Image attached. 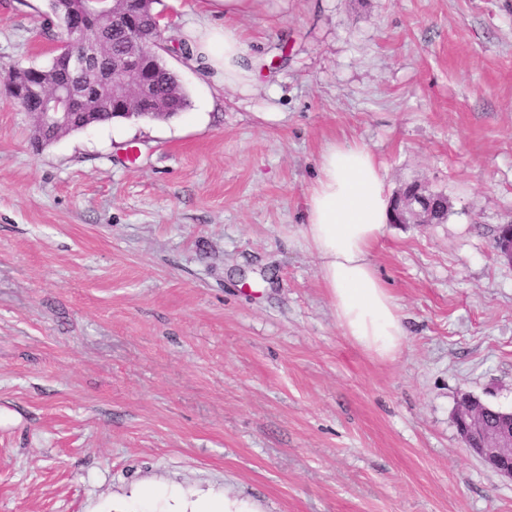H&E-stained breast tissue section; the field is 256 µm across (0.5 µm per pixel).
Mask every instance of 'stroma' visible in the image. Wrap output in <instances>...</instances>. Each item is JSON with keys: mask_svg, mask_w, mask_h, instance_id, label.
Segmentation results:
<instances>
[{"mask_svg": "<svg viewBox=\"0 0 512 512\" xmlns=\"http://www.w3.org/2000/svg\"><path fill=\"white\" fill-rule=\"evenodd\" d=\"M156 0L189 96L169 120L34 147L0 79V512H103L149 482L262 512H512L466 448L463 394L512 409V0H257L225 18L258 73L180 51L216 22ZM47 0H0V66H47ZM331 143L388 194L447 195L372 253L408 335L345 336L302 235Z\"/></svg>", "mask_w": 512, "mask_h": 512, "instance_id": "obj_1", "label": "stroma"}]
</instances>
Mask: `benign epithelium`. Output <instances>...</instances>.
Masks as SVG:
<instances>
[{"label": "benign epithelium", "instance_id": "7a95c632", "mask_svg": "<svg viewBox=\"0 0 512 512\" xmlns=\"http://www.w3.org/2000/svg\"><path fill=\"white\" fill-rule=\"evenodd\" d=\"M114 25L123 30L128 50L112 59L107 84L112 100L125 109L136 106L138 98L148 91L146 60L160 46L161 28L155 26V37L149 42L128 10L115 11L89 7L72 13L66 26V48L58 55L56 67L49 75L51 91L42 96L36 117L37 130L52 135L71 125L73 113L90 99L77 93L67 75L97 66L99 47L96 34L103 27ZM29 69L10 72V83L17 100H22L30 87ZM397 223L427 224L432 216L430 199L412 186H403L396 194ZM495 250L512 265V229L500 234ZM457 429L466 446L498 475L512 480V411L496 410L472 396H465L455 416Z\"/></svg>", "mask_w": 512, "mask_h": 512}]
</instances>
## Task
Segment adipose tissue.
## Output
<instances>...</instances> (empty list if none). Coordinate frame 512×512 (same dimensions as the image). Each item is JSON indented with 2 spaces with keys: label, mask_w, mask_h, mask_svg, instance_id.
I'll return each instance as SVG.
<instances>
[{
  "label": "adipose tissue",
  "mask_w": 512,
  "mask_h": 512,
  "mask_svg": "<svg viewBox=\"0 0 512 512\" xmlns=\"http://www.w3.org/2000/svg\"><path fill=\"white\" fill-rule=\"evenodd\" d=\"M194 64L233 87H249L252 72L240 34L226 26L189 29ZM381 167L364 146L329 144L306 202L302 237L318 261L336 321L364 351L391 360L406 328L401 308L379 277L371 254L392 217ZM135 512H258L246 500L180 489L139 486Z\"/></svg>",
  "instance_id": "ef3b65f1"
}]
</instances>
